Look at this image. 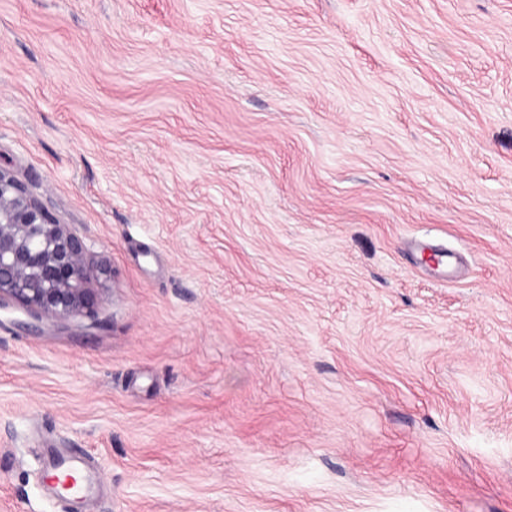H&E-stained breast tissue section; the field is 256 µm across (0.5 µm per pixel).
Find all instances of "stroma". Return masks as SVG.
Listing matches in <instances>:
<instances>
[{
	"label": "stroma",
	"mask_w": 512,
	"mask_h": 512,
	"mask_svg": "<svg viewBox=\"0 0 512 512\" xmlns=\"http://www.w3.org/2000/svg\"><path fill=\"white\" fill-rule=\"evenodd\" d=\"M0 161V512H512V0H0ZM92 272L85 241L0 161V309L12 303L37 321L84 316ZM53 466L65 467L70 469L73 474L69 475V479L66 480L61 486H57L54 489V493L60 499L69 502H83L87 495V489L77 472H82L80 467L70 457L64 455H57L52 459L50 463Z\"/></svg>",
	"instance_id": "1"
}]
</instances>
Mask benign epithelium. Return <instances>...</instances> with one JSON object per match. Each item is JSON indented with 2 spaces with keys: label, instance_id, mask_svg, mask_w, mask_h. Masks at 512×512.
Instances as JSON below:
<instances>
[{
  "label": "benign epithelium",
  "instance_id": "benign-epithelium-1",
  "mask_svg": "<svg viewBox=\"0 0 512 512\" xmlns=\"http://www.w3.org/2000/svg\"><path fill=\"white\" fill-rule=\"evenodd\" d=\"M92 272L85 241L0 164V309L15 304L37 321L84 316Z\"/></svg>",
  "mask_w": 512,
  "mask_h": 512
}]
</instances>
